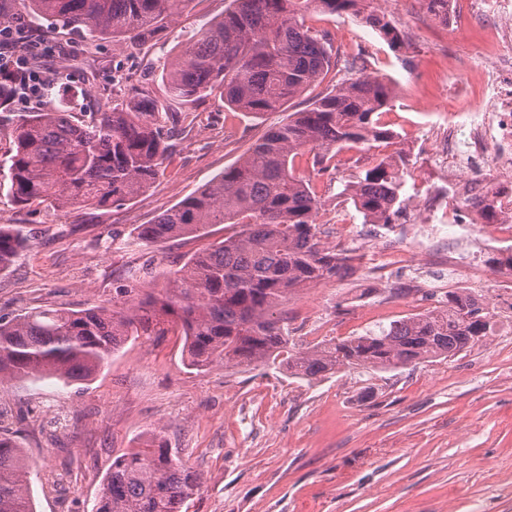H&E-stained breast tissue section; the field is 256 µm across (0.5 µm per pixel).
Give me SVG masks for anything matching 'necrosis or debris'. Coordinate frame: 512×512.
I'll return each mask as SVG.
<instances>
[{
    "mask_svg": "<svg viewBox=\"0 0 512 512\" xmlns=\"http://www.w3.org/2000/svg\"><path fill=\"white\" fill-rule=\"evenodd\" d=\"M422 16L457 34L483 29L485 37L454 58L461 78L442 84L423 104L442 123L415 129L410 142L415 149L428 147L437 186L424 185L420 170H413L412 223L397 225L370 246L391 254L424 224V255L449 259L469 224L492 226L484 245L512 240V0H448L446 14L426 9Z\"/></svg>",
    "mask_w": 512,
    "mask_h": 512,
    "instance_id": "necrosis-or-debris-1",
    "label": "necrosis or debris"
}]
</instances>
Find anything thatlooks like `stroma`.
I'll return each instance as SVG.
<instances>
[{
    "mask_svg": "<svg viewBox=\"0 0 512 512\" xmlns=\"http://www.w3.org/2000/svg\"><path fill=\"white\" fill-rule=\"evenodd\" d=\"M229 4L190 0L162 38L138 49L72 37L70 46L88 63L68 78L108 90L113 76L124 74L162 93L163 62ZM306 24L329 32L342 53L362 54L369 73L390 80L388 128L402 135L428 122L419 102L445 79L447 31L422 28L394 50L350 15L314 12ZM334 83L327 76L286 110L260 119L225 107L217 96L161 112L169 150L159 174L118 207L96 213L19 207L1 190L0 224L22 225L28 241L0 274V314L80 311L111 304L120 288L136 299L164 288L169 271L236 227L215 224L209 237L155 246L135 244L136 226L152 223L233 165L266 128ZM360 155L341 150L337 170L327 172L313 169L311 155L295 160L323 207L338 212L323 243L352 260L343 276L293 294L286 308L292 347L317 343L314 329L322 320L354 319L351 333L359 336L445 306L441 269L424 259L409 267L368 252L373 231L340 195ZM507 253L503 246L478 256L488 280L475 297L491 306V334L446 359L390 371L343 367L312 382L263 365L196 371L186 366L183 338L172 327L125 343L85 386L1 382L0 431L16 437L34 465L35 512H95L113 460L158 428L201 476L187 512H512V307L497 299L503 274L494 264Z\"/></svg>",
    "mask_w": 512,
    "mask_h": 512,
    "instance_id": "35a3bbf8",
    "label": "stroma"
}]
</instances>
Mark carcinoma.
<instances>
[{
  "label": "carcinoma",
  "mask_w": 512,
  "mask_h": 512,
  "mask_svg": "<svg viewBox=\"0 0 512 512\" xmlns=\"http://www.w3.org/2000/svg\"><path fill=\"white\" fill-rule=\"evenodd\" d=\"M17 2V12L0 9V25L21 13L32 23L49 22L48 34L88 29L134 46L163 33L190 0ZM311 9L350 14L391 48L403 44L401 30L373 9L372 0H233L165 61L161 98L143 83L111 98L91 84L63 81L42 106L14 112L8 106L13 85L0 78V128L11 129L14 143L7 159L13 203L101 210L134 199L155 180L169 148L158 123L167 105L217 93L224 105L259 119L330 72L337 76L331 91L266 129L234 165L153 223L139 225L136 241L161 245L204 236L211 224H238L239 231L188 258L159 296L0 316V382L84 384L139 330L170 323L181 328L187 360L196 368L271 363L308 382L342 366L392 370L448 358L488 336L485 308L464 291L450 290L445 309L395 321L377 334L288 348L282 306L299 289L339 276L350 261L322 243L314 220L321 197L295 173V158L308 152L312 166L324 172L345 146L370 150L395 137L380 123L392 99L390 83L365 72L362 57L342 55L327 33L306 27ZM80 97L95 98L87 120L74 112ZM401 163V156L379 151L343 182L342 193L368 223L389 224L405 205ZM25 245L19 225L0 224V273ZM31 475L18 442L1 433L0 512H34ZM200 483L179 452L153 432L112 462L96 512H182Z\"/></svg>",
  "instance_id": "cac0c4a2"
}]
</instances>
